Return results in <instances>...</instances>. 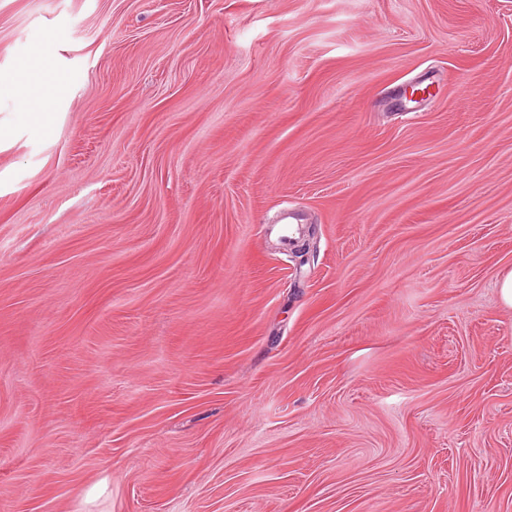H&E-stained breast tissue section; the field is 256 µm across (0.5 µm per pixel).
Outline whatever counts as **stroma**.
I'll return each instance as SVG.
<instances>
[{"label":"stroma","instance_id":"35a3bbf8","mask_svg":"<svg viewBox=\"0 0 512 512\" xmlns=\"http://www.w3.org/2000/svg\"><path fill=\"white\" fill-rule=\"evenodd\" d=\"M1 75L0 512H512V0H0Z\"/></svg>","mask_w":512,"mask_h":512}]
</instances>
